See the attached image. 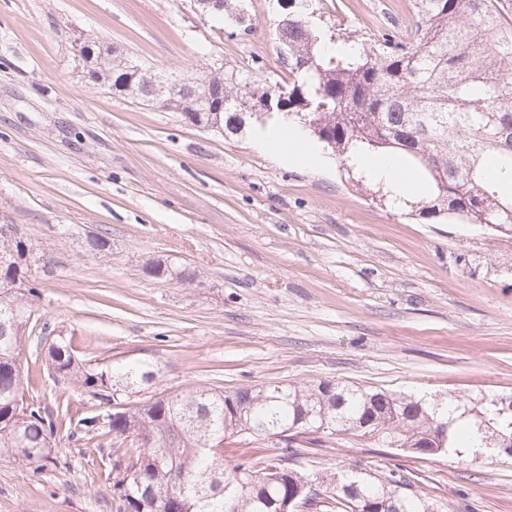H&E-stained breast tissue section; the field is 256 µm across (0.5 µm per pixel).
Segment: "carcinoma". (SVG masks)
<instances>
[{
    "mask_svg": "<svg viewBox=\"0 0 512 512\" xmlns=\"http://www.w3.org/2000/svg\"><path fill=\"white\" fill-rule=\"evenodd\" d=\"M219 20L238 21V0H223ZM275 35L288 79L265 86L257 72L239 66L205 75L224 83V133L234 135L251 115L241 103H257L281 88L287 102L271 116L286 114L310 123L309 134L346 167L357 159L397 158L413 168L423 197L402 199L374 182L379 203L424 219L446 216L463 224H486L512 235V0H415L417 20L400 38L374 43L337 39L312 18L315 0H287ZM115 81L123 61L108 55L89 79ZM31 245L20 235L0 238V454L11 453L39 468L50 460L55 423L39 404L18 405L23 390L22 341L31 318L26 294L13 284L27 282ZM156 275L192 281L195 272L160 262ZM47 370L75 379L99 402L151 380L144 364L118 369L81 362L58 339L49 346ZM455 410L481 436V447L499 448V432L512 424V399L455 402ZM455 420L440 404L427 405L371 387L321 381L313 387L274 383L232 393L199 387L161 395L113 412L108 426L97 417L76 428L99 447L127 458L124 476L114 477L117 512H283L298 480L289 449L307 443L325 447L337 437L366 440L378 448L405 445L428 458L455 447ZM143 438L140 445L128 435ZM263 441L274 449L257 466L240 460L224 465V440ZM184 477L172 482L171 473ZM327 498L342 512H427L411 479L387 465L374 472L347 469L330 478Z\"/></svg>",
    "mask_w": 512,
    "mask_h": 512,
    "instance_id": "cac0c4a2",
    "label": "carcinoma"
}]
</instances>
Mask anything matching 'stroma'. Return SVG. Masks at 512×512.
<instances>
[{"mask_svg": "<svg viewBox=\"0 0 512 512\" xmlns=\"http://www.w3.org/2000/svg\"><path fill=\"white\" fill-rule=\"evenodd\" d=\"M251 31L203 20L190 0H0V224L35 253L23 339L27 401L56 421L99 403L53 380L48 347L93 365L147 363L144 401L191 386L227 392L324 380L427 400L512 398V238L478 224L413 220L373 200L338 159L275 163L250 130L93 83L78 52L111 45L151 71L222 64L288 72L276 0H246ZM326 29L406 36L414 0H322ZM106 242L90 250V239ZM161 261L194 281L147 273ZM51 464L0 456V512H116V458L59 429ZM395 465L440 512H512V459H416L359 439L300 449L305 473Z\"/></svg>", "mask_w": 512, "mask_h": 512, "instance_id": "stroma-1", "label": "stroma"}]
</instances>
